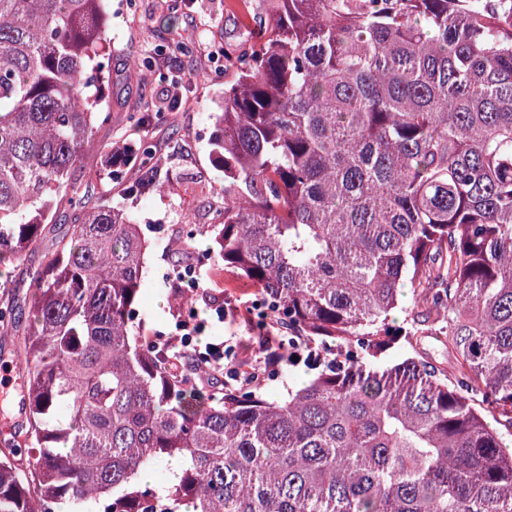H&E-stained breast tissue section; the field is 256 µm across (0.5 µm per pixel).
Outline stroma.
Wrapping results in <instances>:
<instances>
[{"label":"stroma","instance_id":"35a3bbf8","mask_svg":"<svg viewBox=\"0 0 512 512\" xmlns=\"http://www.w3.org/2000/svg\"><path fill=\"white\" fill-rule=\"evenodd\" d=\"M249 0H112L109 42L112 54V98L110 118L96 129L97 140L104 145L134 146L148 139L158 153V178L181 175L197 181L222 183L224 169L202 128L210 122L219 94L228 75L222 56L225 41L246 44L245 27L250 24ZM179 41L196 46L192 55L160 56L161 48ZM139 66L129 71L130 57ZM185 78L183 103L178 111L168 113L162 124L134 126L130 112L155 111L172 77ZM122 180L112 184V201L143 218L156 213L168 216L164 240L149 239L146 270L137 306L133 332L143 336L152 332L168 334L175 330V311L171 306L175 281L171 276L174 257L167 236L176 234L185 216H202L210 205L207 196L183 192L162 194L140 189L141 172L135 164L122 168ZM201 275L213 293L223 294L225 301L245 310L253 308L259 298L257 288L230 275H217L214 266L202 267ZM196 309L206 319L202 342L218 343L231 339L238 362L252 364L263 357V329L242 319L219 321L209 302H197ZM0 396L9 397L12 405L8 417L0 416V431L7 420L21 412L22 373L13 346L0 341Z\"/></svg>","mask_w":512,"mask_h":512}]
</instances>
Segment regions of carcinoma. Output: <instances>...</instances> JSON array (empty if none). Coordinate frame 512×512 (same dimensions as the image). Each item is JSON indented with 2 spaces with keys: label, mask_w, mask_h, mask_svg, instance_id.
Returning <instances> with one entry per match:
<instances>
[{
  "label": "carcinoma",
  "mask_w": 512,
  "mask_h": 512,
  "mask_svg": "<svg viewBox=\"0 0 512 512\" xmlns=\"http://www.w3.org/2000/svg\"><path fill=\"white\" fill-rule=\"evenodd\" d=\"M213 113L217 263L326 350L274 400L201 386L132 333L147 244L72 182L102 148L105 0H0V267L28 429L0 512H512V0H258ZM135 159L156 181L154 152ZM66 204L75 223L52 238ZM421 309L390 320L403 290ZM425 352L376 364L401 340ZM160 459L167 485L140 480Z\"/></svg>",
  "instance_id": "obj_1"
}]
</instances>
